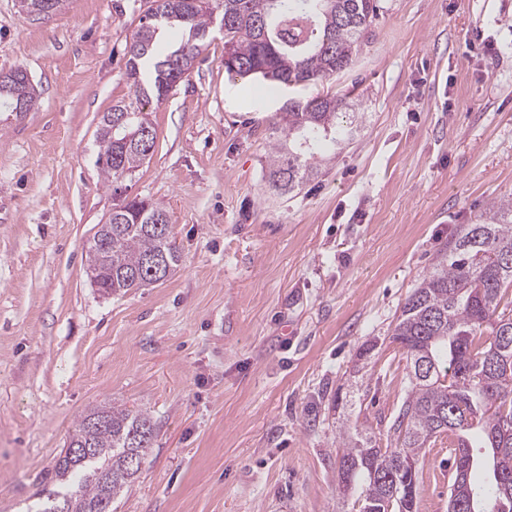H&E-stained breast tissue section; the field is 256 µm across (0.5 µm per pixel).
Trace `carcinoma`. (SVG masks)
<instances>
[{
  "instance_id": "obj_1",
  "label": "carcinoma",
  "mask_w": 512,
  "mask_h": 512,
  "mask_svg": "<svg viewBox=\"0 0 512 512\" xmlns=\"http://www.w3.org/2000/svg\"><path fill=\"white\" fill-rule=\"evenodd\" d=\"M380 10L379 0H152L128 47L126 75L133 98L112 107L97 131L95 165L114 184L152 153L127 136L154 130L145 107L160 103L193 68L210 29L224 30V66L239 77L272 85L323 82L348 69ZM177 26L186 38L166 55L156 52L161 31ZM32 112L37 98L26 70L0 79V111ZM358 99L290 98L269 126L265 180L287 195L317 178L314 159L335 157L358 130ZM165 207L149 199L112 208L87 247L86 272L98 291L120 295L164 282L178 267ZM166 257L159 273L149 259ZM512 201L493 203L443 247L432 270L407 296L392 329L406 354L412 388L391 426L395 445L382 448L360 433L343 438L338 458L342 495L358 512H414L420 457L444 438L459 444L448 481V512H512ZM155 427L145 412L115 405L80 417L67 446L90 458L60 453L43 482L52 512L66 497L70 512H114L138 477L133 456H146Z\"/></svg>"
}]
</instances>
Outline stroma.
Segmentation results:
<instances>
[{"mask_svg": "<svg viewBox=\"0 0 512 512\" xmlns=\"http://www.w3.org/2000/svg\"><path fill=\"white\" fill-rule=\"evenodd\" d=\"M149 0H0V71L35 111L0 112V512H37L74 424L110 403L154 446L116 512H334L344 434L390 444L411 387L391 330L439 250L512 199V0H381L353 66L357 135L294 193L268 190V123L288 87L233 80L212 29L150 107L156 143L120 188L96 131L130 101L125 47ZM494 44L474 46L476 34ZM167 210L181 261L124 295L85 246L122 198ZM448 445L425 448L417 512H448ZM0 74V111L12 112L19 102L25 109V114L32 112L37 104V98L32 84L29 83L26 70L21 67L11 69L4 75Z\"/></svg>", "mask_w": 512, "mask_h": 512, "instance_id": "1", "label": "stroma"}]
</instances>
